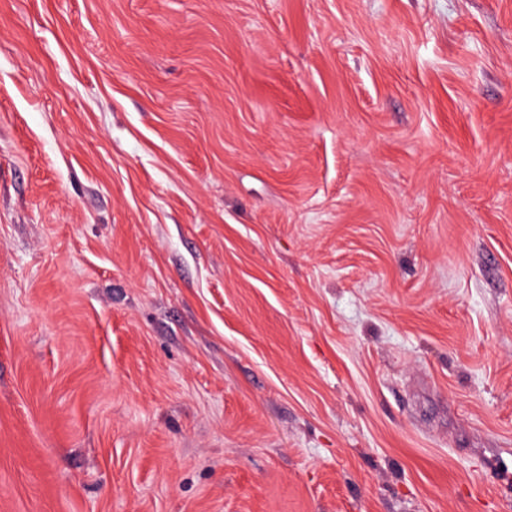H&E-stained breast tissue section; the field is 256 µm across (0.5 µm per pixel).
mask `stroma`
Instances as JSON below:
<instances>
[{"instance_id":"stroma-1","label":"stroma","mask_w":512,"mask_h":512,"mask_svg":"<svg viewBox=\"0 0 512 512\" xmlns=\"http://www.w3.org/2000/svg\"><path fill=\"white\" fill-rule=\"evenodd\" d=\"M0 512H512V0H0Z\"/></svg>"}]
</instances>
